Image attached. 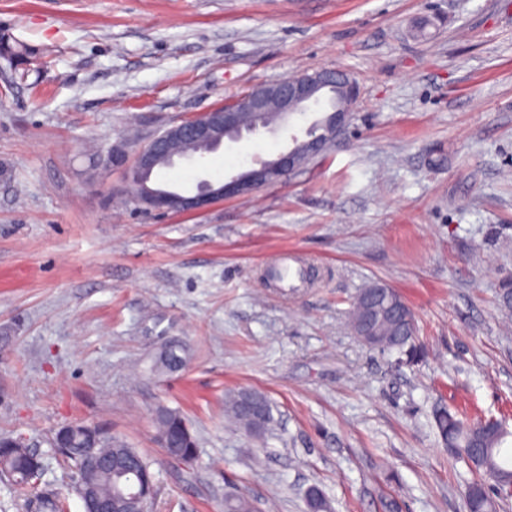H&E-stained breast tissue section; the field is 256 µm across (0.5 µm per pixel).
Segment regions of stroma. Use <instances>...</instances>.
I'll return each instance as SVG.
<instances>
[{
	"instance_id": "stroma-1",
	"label": "stroma",
	"mask_w": 512,
	"mask_h": 512,
	"mask_svg": "<svg viewBox=\"0 0 512 512\" xmlns=\"http://www.w3.org/2000/svg\"><path fill=\"white\" fill-rule=\"evenodd\" d=\"M0 437L23 436L83 512L52 448L86 421L152 464L149 512H466L474 476L432 410L512 428V0H0ZM341 69L360 87L344 138L296 175L201 213L142 209L99 166L259 83ZM285 134L209 154L211 179L272 158ZM307 273L284 291L278 255ZM381 283L411 308L415 364L369 348L348 312ZM168 344L176 372L153 373ZM272 405L263 435L224 396ZM179 409L194 462L153 423ZM243 404L244 396L242 391L230 393L224 402L225 411L236 423L239 424V426H241L248 433L256 436H260L265 433L273 422L272 409L267 397L263 410L264 422L257 428V431L255 432L250 431L256 426L254 416L245 408Z\"/></svg>"
}]
</instances>
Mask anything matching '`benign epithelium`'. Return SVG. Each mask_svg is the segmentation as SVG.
Here are the masks:
<instances>
[{"mask_svg": "<svg viewBox=\"0 0 512 512\" xmlns=\"http://www.w3.org/2000/svg\"><path fill=\"white\" fill-rule=\"evenodd\" d=\"M334 91L343 94L351 103L359 96L355 80L337 69L304 72L290 79L258 84L239 98L166 129L140 147L133 160H128L126 151L114 149L102 164L123 168L124 192L131 194L139 205L149 210L202 212L229 198L249 197L300 170L304 158L325 154L346 130L351 110L347 107L330 109L319 133L302 138L293 135L291 144L275 158L261 161L258 166L222 181L200 178L191 191L171 190L156 185L152 181L154 172L163 166L171 168L178 161L200 165L206 155L219 150L227 141L239 143L270 131L264 122V115L272 107L281 114V127L286 128L298 114ZM173 140L193 142L197 145V151L173 156L169 151V143Z\"/></svg>", "mask_w": 512, "mask_h": 512, "instance_id": "benign-epithelium-1", "label": "benign epithelium"}]
</instances>
